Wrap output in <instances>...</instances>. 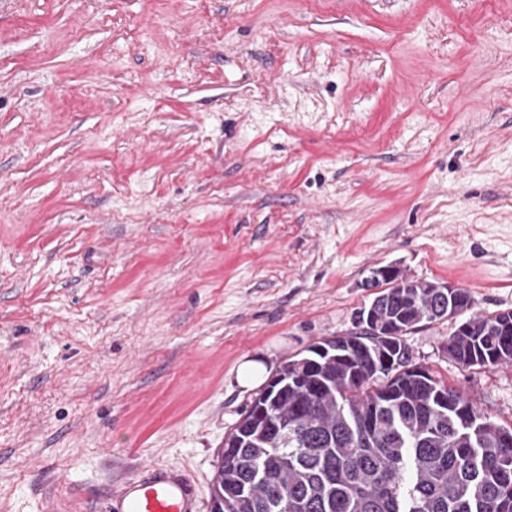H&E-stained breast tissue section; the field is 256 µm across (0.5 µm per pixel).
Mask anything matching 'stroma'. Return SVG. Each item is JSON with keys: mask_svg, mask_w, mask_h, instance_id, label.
<instances>
[{"mask_svg": "<svg viewBox=\"0 0 512 512\" xmlns=\"http://www.w3.org/2000/svg\"><path fill=\"white\" fill-rule=\"evenodd\" d=\"M512 310V0H0V512H199L263 383L372 268ZM415 362L512 424V363ZM108 508L109 512H198L199 497L185 470L149 463L122 484Z\"/></svg>", "mask_w": 512, "mask_h": 512, "instance_id": "35a3bbf8", "label": "stroma"}]
</instances>
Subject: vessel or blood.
<instances>
[{"mask_svg":"<svg viewBox=\"0 0 512 512\" xmlns=\"http://www.w3.org/2000/svg\"><path fill=\"white\" fill-rule=\"evenodd\" d=\"M110 512H199L195 483L185 470L149 463L111 498Z\"/></svg>","mask_w":512,"mask_h":512,"instance_id":"obj_1","label":"vessel or blood"}]
</instances>
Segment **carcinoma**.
Segmentation results:
<instances>
[{
	"instance_id": "carcinoma-1",
	"label": "carcinoma",
	"mask_w": 512,
	"mask_h": 512,
	"mask_svg": "<svg viewBox=\"0 0 512 512\" xmlns=\"http://www.w3.org/2000/svg\"><path fill=\"white\" fill-rule=\"evenodd\" d=\"M472 304L409 278L380 291L357 330L277 370L224 439L210 497L224 512H512V428L408 370L403 336ZM468 321L448 357L512 361V310Z\"/></svg>"
}]
</instances>
